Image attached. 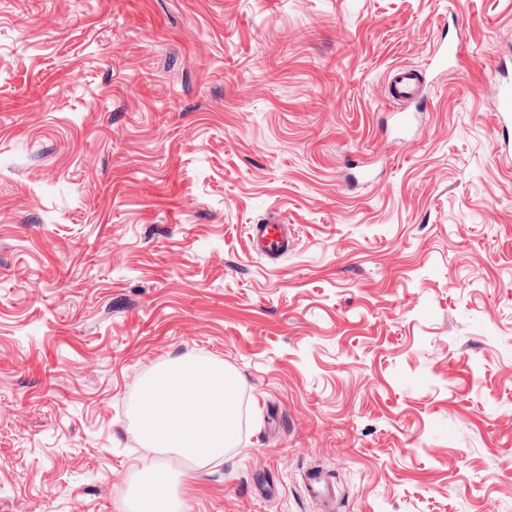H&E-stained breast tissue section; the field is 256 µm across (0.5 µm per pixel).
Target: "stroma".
Segmentation results:
<instances>
[{
    "instance_id": "35a3bbf8",
    "label": "stroma",
    "mask_w": 512,
    "mask_h": 512,
    "mask_svg": "<svg viewBox=\"0 0 512 512\" xmlns=\"http://www.w3.org/2000/svg\"><path fill=\"white\" fill-rule=\"evenodd\" d=\"M459 65L406 140L384 78ZM512 0H0V512H132L141 379L238 382L186 512H512ZM298 228L272 267L245 225ZM493 88L499 110L498 119L506 142V137L509 141V129H512V83L496 78ZM304 489L308 497L316 500H330L335 497V489L329 476L319 469L310 470L304 478Z\"/></svg>"
}]
</instances>
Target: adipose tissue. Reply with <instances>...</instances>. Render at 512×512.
Returning a JSON list of instances; mask_svg holds the SVG:
<instances>
[{"label":"adipose tissue","instance_id":"ef3b65f1","mask_svg":"<svg viewBox=\"0 0 512 512\" xmlns=\"http://www.w3.org/2000/svg\"><path fill=\"white\" fill-rule=\"evenodd\" d=\"M239 409L236 379L223 364L178 359L141 380L135 438L142 447L204 466L234 444ZM173 480L168 465L142 466L131 489L136 512H181Z\"/></svg>","mask_w":512,"mask_h":512}]
</instances>
